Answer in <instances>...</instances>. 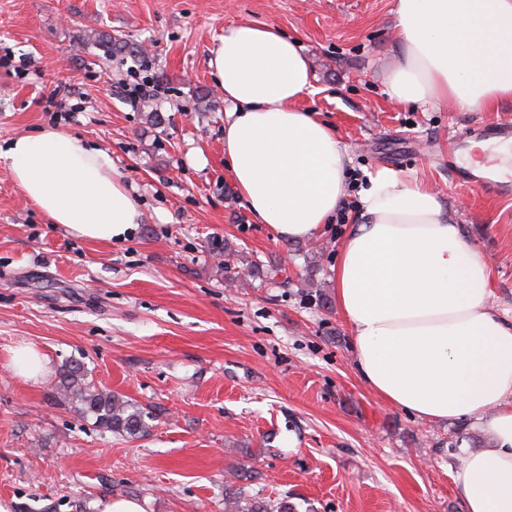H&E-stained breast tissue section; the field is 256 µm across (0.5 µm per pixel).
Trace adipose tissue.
Returning <instances> with one entry per match:
<instances>
[{
  "mask_svg": "<svg viewBox=\"0 0 512 512\" xmlns=\"http://www.w3.org/2000/svg\"><path fill=\"white\" fill-rule=\"evenodd\" d=\"M399 51L385 75L399 105L485 111L512 100V0H397ZM209 66L228 106L224 154L236 192L283 242L316 235L348 190L350 158L302 101L315 75L273 25H226ZM0 162L51 223L123 241L141 222L111 157L45 129L0 147ZM359 213L333 270L355 368L384 402L425 423L472 419L495 445L453 474L464 512H512V321L490 304V264L437 194L383 167L360 187Z\"/></svg>",
  "mask_w": 512,
  "mask_h": 512,
  "instance_id": "1",
  "label": "adipose tissue"
}]
</instances>
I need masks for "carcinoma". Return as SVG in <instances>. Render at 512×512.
Listing matches in <instances>:
<instances>
[{"label": "carcinoma", "instance_id": "cac0c4a2", "mask_svg": "<svg viewBox=\"0 0 512 512\" xmlns=\"http://www.w3.org/2000/svg\"><path fill=\"white\" fill-rule=\"evenodd\" d=\"M52 393L62 402L74 407L93 425L121 437L137 439L146 436L150 427L149 413L134 402L99 388L90 379L85 366L71 361L59 371ZM224 512H294L288 501L257 498L245 487L235 483L224 485Z\"/></svg>", "mask_w": 512, "mask_h": 512}]
</instances>
